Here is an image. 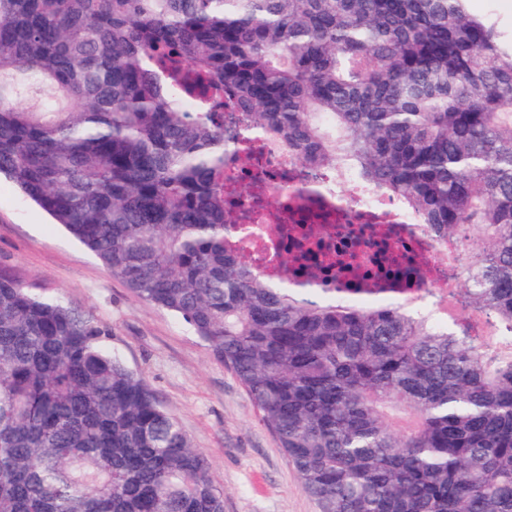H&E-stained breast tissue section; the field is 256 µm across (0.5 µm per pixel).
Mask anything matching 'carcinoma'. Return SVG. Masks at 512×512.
<instances>
[{
    "mask_svg": "<svg viewBox=\"0 0 512 512\" xmlns=\"http://www.w3.org/2000/svg\"><path fill=\"white\" fill-rule=\"evenodd\" d=\"M439 237L457 313L229 243L224 92ZM0 174L230 368L318 512H512V54L464 0H0ZM105 329L0 277V512H224Z\"/></svg>",
    "mask_w": 512,
    "mask_h": 512,
    "instance_id": "1",
    "label": "carcinoma"
}]
</instances>
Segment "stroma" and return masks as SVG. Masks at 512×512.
<instances>
[{
	"mask_svg": "<svg viewBox=\"0 0 512 512\" xmlns=\"http://www.w3.org/2000/svg\"><path fill=\"white\" fill-rule=\"evenodd\" d=\"M512 51V0H465ZM0 275L89 313L102 345L141 373L208 459L224 512H317L233 372L180 318L142 301L85 247L0 177Z\"/></svg>",
	"mask_w": 512,
	"mask_h": 512,
	"instance_id": "stroma-1",
	"label": "stroma"
}]
</instances>
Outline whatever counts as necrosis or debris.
Listing matches in <instances>:
<instances>
[{"instance_id": "4bbe7bcc", "label": "necrosis or debris", "mask_w": 512, "mask_h": 512, "mask_svg": "<svg viewBox=\"0 0 512 512\" xmlns=\"http://www.w3.org/2000/svg\"><path fill=\"white\" fill-rule=\"evenodd\" d=\"M224 169L234 183L251 187L226 197L245 215L234 244L267 272L279 254H299L289 284L320 268L319 285L334 297L387 275L400 281L407 308L419 307L433 285L455 286L452 258L462 253V238H432L402 197L372 190L341 168L301 167L286 145L260 135L232 147Z\"/></svg>"}]
</instances>
